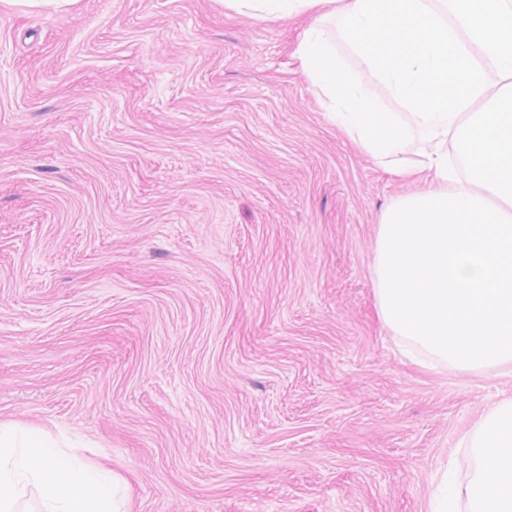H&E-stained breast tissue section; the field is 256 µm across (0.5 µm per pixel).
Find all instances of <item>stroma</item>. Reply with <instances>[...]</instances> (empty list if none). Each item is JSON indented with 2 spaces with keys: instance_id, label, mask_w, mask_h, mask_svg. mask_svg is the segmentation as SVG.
<instances>
[{
  "instance_id": "obj_1",
  "label": "stroma",
  "mask_w": 512,
  "mask_h": 512,
  "mask_svg": "<svg viewBox=\"0 0 512 512\" xmlns=\"http://www.w3.org/2000/svg\"><path fill=\"white\" fill-rule=\"evenodd\" d=\"M315 12L0 0V423L126 512H431L512 364L415 363L379 313L383 213L423 181L328 116Z\"/></svg>"
}]
</instances>
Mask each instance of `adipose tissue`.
<instances>
[{
	"label": "adipose tissue",
	"mask_w": 512,
	"mask_h": 512,
	"mask_svg": "<svg viewBox=\"0 0 512 512\" xmlns=\"http://www.w3.org/2000/svg\"><path fill=\"white\" fill-rule=\"evenodd\" d=\"M471 470L466 483L444 475L432 512H512V399L490 407L465 439ZM73 452L49 448L27 429L0 425V512H16L28 488L41 494L39 512H119L124 485L110 472L84 476Z\"/></svg>",
	"instance_id": "1"
}]
</instances>
